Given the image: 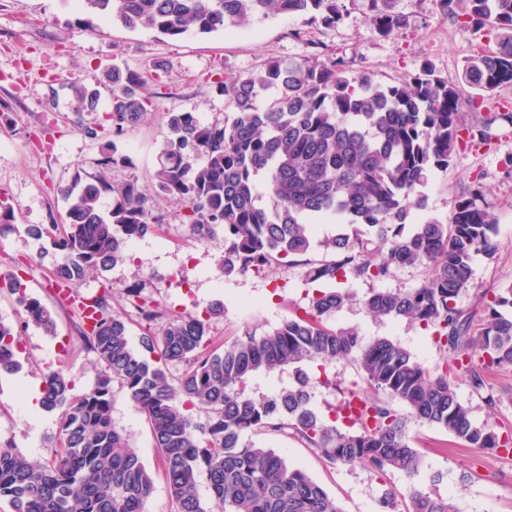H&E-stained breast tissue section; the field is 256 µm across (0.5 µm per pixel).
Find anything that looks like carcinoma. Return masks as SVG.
<instances>
[{"mask_svg":"<svg viewBox=\"0 0 512 512\" xmlns=\"http://www.w3.org/2000/svg\"><path fill=\"white\" fill-rule=\"evenodd\" d=\"M89 11L126 28L170 38L209 34L228 25L271 15H299L325 28L344 18L343 0H82ZM366 21L382 34L403 25L395 0H367ZM442 15L459 9L469 22L497 31L494 49L465 59L463 81L492 93L512 85V0H438ZM110 88L112 139L101 147L102 172L64 190L67 223L30 224L36 243L50 239L62 253L53 269L59 285L80 286L95 271L132 259V245L155 233L161 217L146 207L135 178L120 185L105 171L133 165L120 143L153 106L149 76L118 65L103 73ZM231 109L222 122H205L192 111L166 113L153 191L182 200L193 234L224 229L221 275H260L273 266L303 262L313 246L334 259L312 265L306 281L316 289L309 306L293 310L278 328L242 335L215 348L210 319L173 316L140 283L127 289L138 316L160 332L130 346L123 317L112 311L111 292L85 299L90 315L78 328L103 368L94 388L72 393L59 370L44 375L41 406L58 412L51 458L42 461L0 445V500L12 512H145L153 476L112 423V384L118 383L150 423L176 512H342L336 499L304 470L253 440L291 431L330 465H363L378 479L389 471L413 478L423 459L413 448L397 403L417 420L446 430L471 448L512 455V433L476 424L448 380V361L466 371L475 390L489 374L512 368V286L484 309L483 327L471 334L472 317L457 307L468 290L477 256L496 250L491 214L477 204L478 183L459 197L451 222L424 219L406 228L412 208L423 207L419 188L434 169H446L457 146L483 143L485 129L459 121V89L425 66L397 84L350 69L328 54L271 59L247 77L215 81ZM75 112H95L100 92L73 88ZM264 175L269 201L257 192ZM331 221L351 232L313 243L312 226ZM15 229L0 199V237ZM425 264L427 278L411 290L374 291L364 300L377 318L407 320L432 331L442 365L429 369L400 344L361 339L354 328H334L329 318L351 293L347 275L383 280L393 271ZM14 296L25 323L54 330L53 311L28 290L17 272L0 284ZM15 334L0 322V361L11 368ZM180 367L169 376L148 355ZM351 359L373 391L350 388L339 412L325 421L311 405L304 363L325 366ZM292 366L297 380L277 393L246 394L253 375ZM206 474L210 499L199 493ZM406 512H457L446 497L415 490Z\"/></svg>","mask_w":512,"mask_h":512,"instance_id":"carcinoma-1","label":"carcinoma"}]
</instances>
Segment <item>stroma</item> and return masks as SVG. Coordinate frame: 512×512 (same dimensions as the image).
Returning a JSON list of instances; mask_svg holds the SVG:
<instances>
[{
	"label": "stroma",
	"instance_id": "35a3bbf8",
	"mask_svg": "<svg viewBox=\"0 0 512 512\" xmlns=\"http://www.w3.org/2000/svg\"><path fill=\"white\" fill-rule=\"evenodd\" d=\"M345 19L332 28L309 23L302 16L275 15L263 21L228 27L205 35L170 38L130 30L77 7L75 0H0V102L8 103L0 118V192L14 212V232L0 237V274L25 266L33 293L54 306L56 328L48 333L24 325L12 297L0 294V321L18 334L15 371H0V444L17 451L50 458L58 433L57 415L29 406V392H41L47 367L63 368L74 393L89 392L100 366L78 338L81 319L75 306L59 302L52 269L61 253L52 243L36 245L26 236L30 224L65 221L62 192L75 180H89L106 172L118 185L129 178L151 185L163 142L165 116L170 111H196L203 120L230 117L213 83L220 72L248 76L272 58L289 59L319 52L343 56L353 69L367 70L384 82H396L430 67L460 90V120L465 126L488 125L489 139L480 145H459L448 168L433 172L420 189L424 207L412 210V220L432 218L449 223L455 200L472 181L484 185L480 201L494 218L498 249L493 257H478L472 283L457 306L472 316L474 326L484 318L483 295L512 285V125L493 122L498 112H512V86L485 94L462 84L464 60L495 46L491 28L474 29L464 17L443 16L436 0H397L405 24L383 35L365 20L366 0H344ZM167 63L152 77L154 61ZM149 75L153 107L147 118L123 140L133 164L102 170L99 141L82 128H109L108 89L100 80L112 64ZM100 91L96 112L75 115L73 87ZM148 207L163 218L158 231L135 243L132 262L93 273L80 286L88 297L101 287L112 290V308L129 325L130 342L141 349L145 325L126 298L127 286L144 281L149 292L176 313L202 314L214 303L224 313L210 321L214 345L241 335L244 329L268 332L288 318L294 306H307L311 285L306 268L274 269L265 276L251 273L226 278L218 264L224 256V235L199 241L178 198L149 195ZM426 276L422 267L395 271L382 281L348 278L353 301L332 316L336 326L356 328L363 340L387 337L412 351L426 367L441 362L428 331L404 320L371 316L364 306L374 290H408ZM308 390L315 410L333 420L342 389L362 385L356 365L340 360L326 367L307 364ZM459 398L471 408L476 423L512 430V369L492 374L483 392H475L466 374L454 379ZM498 400L489 409L484 394ZM112 421L130 448L154 472V491L145 512H175L159 454L144 415L125 392L114 389ZM409 435L424 466L416 478L390 472L377 479L359 466H327L310 448L287 433L259 435V442L275 449L291 464L304 469L335 497L343 512H378L385 488H394L399 502H407L411 487L453 496L460 512H512V456L467 447L443 430L408 418Z\"/></svg>",
	"mask_w": 512,
	"mask_h": 512
}]
</instances>
